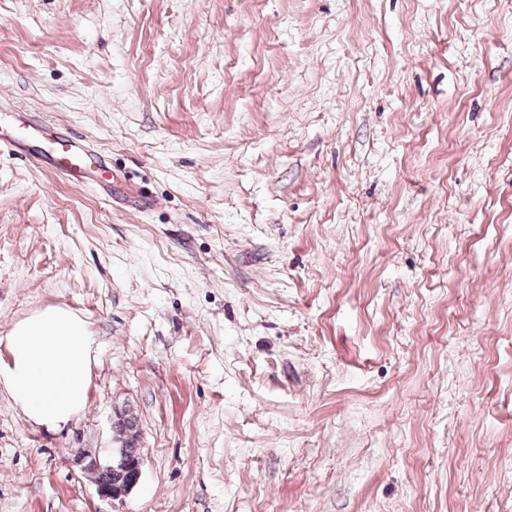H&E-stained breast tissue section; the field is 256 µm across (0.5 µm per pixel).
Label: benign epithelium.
I'll list each match as a JSON object with an SVG mask.
<instances>
[{
    "mask_svg": "<svg viewBox=\"0 0 512 512\" xmlns=\"http://www.w3.org/2000/svg\"><path fill=\"white\" fill-rule=\"evenodd\" d=\"M139 436L137 417L131 408L119 411L112 422V457L103 461L93 453L73 458L74 465L82 472L107 471L110 480L95 482L99 496L117 500L131 492L140 482L145 460L141 452L132 451Z\"/></svg>",
    "mask_w": 512,
    "mask_h": 512,
    "instance_id": "7a95c632",
    "label": "benign epithelium"
}]
</instances>
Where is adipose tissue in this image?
<instances>
[{
	"mask_svg": "<svg viewBox=\"0 0 512 512\" xmlns=\"http://www.w3.org/2000/svg\"><path fill=\"white\" fill-rule=\"evenodd\" d=\"M6 343L10 360L0 364V384L29 421L57 427L84 411L94 338L79 315L37 311L14 323Z\"/></svg>",
	"mask_w": 512,
	"mask_h": 512,
	"instance_id": "1",
	"label": "adipose tissue"
}]
</instances>
